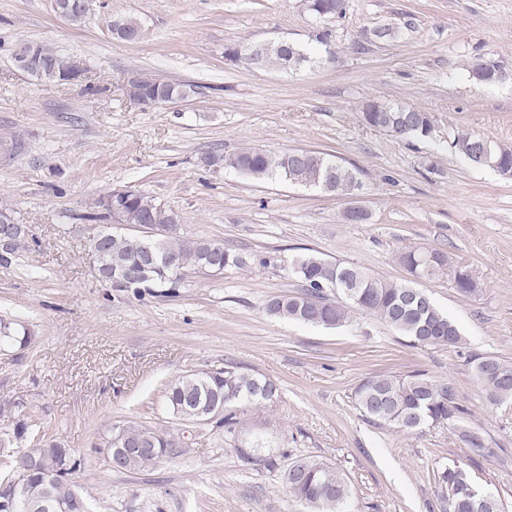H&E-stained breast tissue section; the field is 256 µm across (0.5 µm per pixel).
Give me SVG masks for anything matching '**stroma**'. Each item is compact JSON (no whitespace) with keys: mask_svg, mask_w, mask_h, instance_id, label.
<instances>
[{"mask_svg":"<svg viewBox=\"0 0 512 512\" xmlns=\"http://www.w3.org/2000/svg\"><path fill=\"white\" fill-rule=\"evenodd\" d=\"M346 4L324 25L302 0H93L76 24L53 0H0V203L37 242L0 265V319L31 334L26 347L0 349V398L40 409L58 442L84 456L72 482L92 512H311L282 483L299 456L344 473L349 512H430L436 470L453 462L512 512V402L490 404L473 369L478 356L512 363V178L448 149L460 128L512 147V80L478 85L469 75L485 58L512 71V0ZM119 14L140 20L141 41L112 36ZM385 25L398 40L366 39ZM323 26L330 52L310 67L224 56L232 44L278 36L307 45ZM22 42L49 46L80 77L45 84L19 71L12 53ZM136 77L205 92L145 106L125 93ZM370 99L430 113L431 137L367 126L360 110ZM247 146L310 148L360 168L368 220L344 221L346 197L255 183L203 161ZM115 189L151 196L178 215V234L224 240L250 267L189 275L172 294L97 281L88 243L101 224L91 216ZM408 246L445 249L479 280L468 297L444 278L424 284L458 324L459 345L408 346L366 313L325 329L266 311L271 297L296 290L285 260L315 253L402 280L396 254ZM224 367L271 377L279 397L240 414L231 432L169 413L167 385ZM416 372L455 387L457 430L407 433L362 415L361 381ZM118 424L185 434L189 448L136 473L113 470L105 442ZM470 427L482 428L492 455L461 442L458 429ZM258 444L266 461L243 462L240 449Z\"/></svg>","mask_w":512,"mask_h":512,"instance_id":"35a3bbf8","label":"stroma"}]
</instances>
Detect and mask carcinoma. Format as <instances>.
Segmentation results:
<instances>
[{
    "instance_id": "cac0c4a2",
    "label": "carcinoma",
    "mask_w": 512,
    "mask_h": 512,
    "mask_svg": "<svg viewBox=\"0 0 512 512\" xmlns=\"http://www.w3.org/2000/svg\"><path fill=\"white\" fill-rule=\"evenodd\" d=\"M308 10L324 21L345 14V0H308ZM314 62L309 51L295 43L285 50L277 41L269 44L260 59V66L280 71L298 70ZM487 66L478 61L471 66V79L488 84L492 68L500 63L487 59ZM27 74L40 82L61 81V73L47 68L31 67ZM142 92L172 101L185 100L201 94L196 84H172L153 78L140 80ZM362 121L373 128L399 138L430 137L433 128L430 113L419 109L366 102L361 109ZM483 135L459 130L448 141V149L470 161L480 146ZM227 167L254 182L286 180L318 188L324 192L348 195L362 187L361 171L348 166L333 154L296 149L277 154L261 147H246L222 157ZM126 224H143L158 230V234L139 245L122 233L112 231V225L100 229L107 265L136 271L148 267L149 277L143 287L160 285L173 292L183 277L176 275L164 259L173 258L183 270L208 274L207 268L221 270L243 269L248 260L227 244H216L210 238L181 236L176 232L178 216L155 200L135 191L123 200ZM155 261L148 260V253ZM409 278L400 282L383 280L361 266L328 260L315 253L299 256L288 263V272L297 281L298 291L272 298L267 312L275 317L313 326L335 328L342 325L351 312L376 316L394 328L412 346L435 348L454 346L461 340L459 329L419 288V284L446 276L459 293L471 296L479 291L480 283L468 265L456 261L447 251L437 248L407 247L398 255ZM141 287V288H143ZM134 288V292H141ZM28 331H19L12 323L0 320V346L26 345ZM476 378L492 404L512 400V364L493 356L476 359ZM278 383L265 376L241 373L234 368L203 370L186 374L165 389L168 411L175 417H190L196 411L206 412L215 404H224V412L215 424L232 430L237 424L239 409L272 402L279 396ZM354 398L363 415L372 423L413 431L421 426L448 424L453 429L463 413L456 402L453 387L432 381L421 373L404 378L373 376L364 379L356 388ZM0 415L12 416L14 425L0 433L1 442L29 439L21 456H33L37 466L29 476L30 488L51 489L55 512H91L87 500L75 498L70 476L84 465L83 456L73 448H64L56 438L41 428L40 414L21 401H0ZM129 444L150 449V453L118 449L113 439L106 440L110 456L115 458L113 469L135 472L162 458L178 457L186 452L180 436L148 425L116 427ZM460 440L470 452L491 454L489 440L479 428L460 432ZM435 479L441 487L437 508L439 512H500L497 499L475 509L477 498L467 471L459 465H448L437 471ZM282 480L297 499L316 509V512H347L348 484L343 474L332 465L311 457H297L284 469Z\"/></svg>"
}]
</instances>
